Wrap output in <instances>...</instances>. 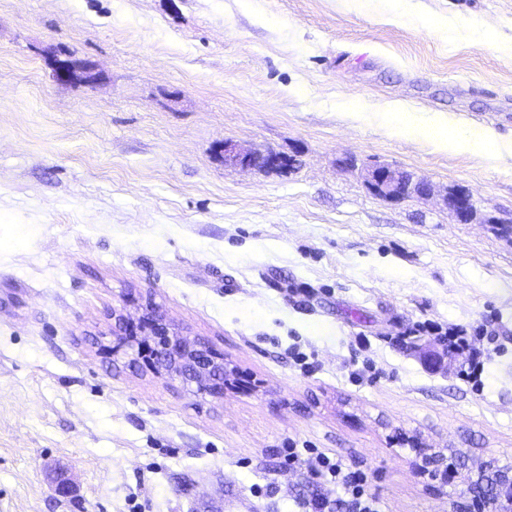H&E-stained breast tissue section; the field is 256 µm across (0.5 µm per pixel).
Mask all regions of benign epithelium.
I'll return each instance as SVG.
<instances>
[{"instance_id":"7a95c632","label":"benign epithelium","mask_w":512,"mask_h":512,"mask_svg":"<svg viewBox=\"0 0 512 512\" xmlns=\"http://www.w3.org/2000/svg\"><path fill=\"white\" fill-rule=\"evenodd\" d=\"M56 82L94 87L102 79L96 64L76 59H57L52 70ZM224 164L242 169H291L296 159L276 152L243 149L224 142ZM365 182L370 192L380 198L398 202L411 196L422 198L433 194L432 184L397 167L373 161L363 163ZM458 220L470 222L476 212L474 200L466 192L450 191L443 197ZM112 354L130 357L132 364H144L158 377L189 388L201 397L221 399L232 387L230 376L236 370L224 361V356L205 342L182 334L160 312L148 308L138 318L123 310H112ZM415 354L436 369H448V356L433 344H414ZM419 457L425 458L428 475L436 480L443 465H448L452 481L481 497L492 506V512H512V466H494L473 473L469 458L453 450L445 456L430 446L417 445Z\"/></svg>"}]
</instances>
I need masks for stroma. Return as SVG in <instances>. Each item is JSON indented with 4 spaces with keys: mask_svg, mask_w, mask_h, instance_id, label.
Here are the masks:
<instances>
[{
    "mask_svg": "<svg viewBox=\"0 0 512 512\" xmlns=\"http://www.w3.org/2000/svg\"><path fill=\"white\" fill-rule=\"evenodd\" d=\"M53 48L102 82H55ZM437 116L479 146L440 150ZM228 141L299 163L228 166ZM507 151L512 0H0V512H301L291 442L380 512H448L405 437L512 464ZM350 155L434 193L376 197ZM149 303L250 391L108 354L112 309ZM416 324L480 339L481 375L426 368ZM443 201L461 223L470 222L476 212L475 202L467 192L448 191V194L443 197Z\"/></svg>",
    "mask_w": 512,
    "mask_h": 512,
    "instance_id": "obj_1",
    "label": "stroma"
}]
</instances>
